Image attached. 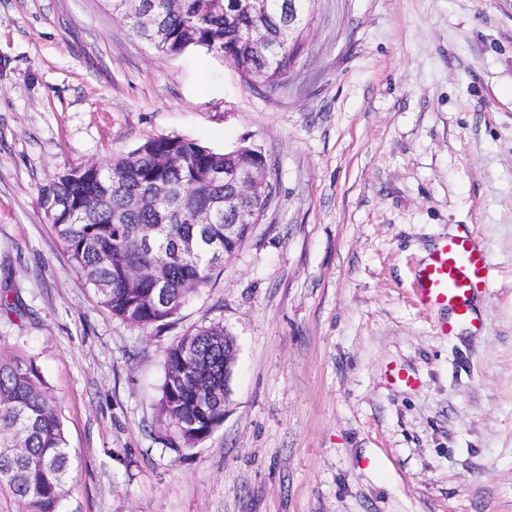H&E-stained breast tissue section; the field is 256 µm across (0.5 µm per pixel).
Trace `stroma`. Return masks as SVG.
Listing matches in <instances>:
<instances>
[{"instance_id": "1", "label": "stroma", "mask_w": 512, "mask_h": 512, "mask_svg": "<svg viewBox=\"0 0 512 512\" xmlns=\"http://www.w3.org/2000/svg\"><path fill=\"white\" fill-rule=\"evenodd\" d=\"M260 148L275 195L161 329L112 316L40 206L63 170L156 135ZM477 235L479 326L415 299L420 253ZM0 346L65 420L60 512H512V0H317L282 89L158 53L103 0H0ZM223 324L224 422L164 444V352ZM418 379L409 387L390 370Z\"/></svg>"}]
</instances>
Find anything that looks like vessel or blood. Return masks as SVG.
<instances>
[{
	"label": "vessel or blood",
	"instance_id": "1",
	"mask_svg": "<svg viewBox=\"0 0 512 512\" xmlns=\"http://www.w3.org/2000/svg\"><path fill=\"white\" fill-rule=\"evenodd\" d=\"M416 279L422 307L451 312L450 323L443 326L449 333L455 325L475 322L473 301L489 286L488 257L466 231L439 241L419 266Z\"/></svg>",
	"mask_w": 512,
	"mask_h": 512
}]
</instances>
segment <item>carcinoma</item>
Returning <instances> with one entry per match:
<instances>
[{
  "label": "carcinoma",
  "mask_w": 512,
  "mask_h": 512,
  "mask_svg": "<svg viewBox=\"0 0 512 512\" xmlns=\"http://www.w3.org/2000/svg\"><path fill=\"white\" fill-rule=\"evenodd\" d=\"M133 35L170 57L191 48L210 49L217 39L222 56L255 89L283 87L304 44L316 0H143L153 22L144 23L128 0H104ZM263 165L250 146L214 150L197 139L158 135L105 165L70 167L40 189L41 208L52 224L83 285L113 316L132 325L161 326L174 317L194 287L224 270V258L183 255L177 243L195 230L189 213L215 198L227 202L209 236L227 250L224 225L241 233L260 217L268 199L241 195L212 179L227 169L249 171ZM165 191L162 210H132L133 194ZM174 255L168 288L169 309L146 303L153 286L149 244ZM224 326H200L165 350L164 379L157 402L164 437L173 450L193 448L224 422V349H233ZM68 441L58 402L32 360L0 352V485L25 512H60L70 480Z\"/></svg>",
  "instance_id": "carcinoma-1"
}]
</instances>
